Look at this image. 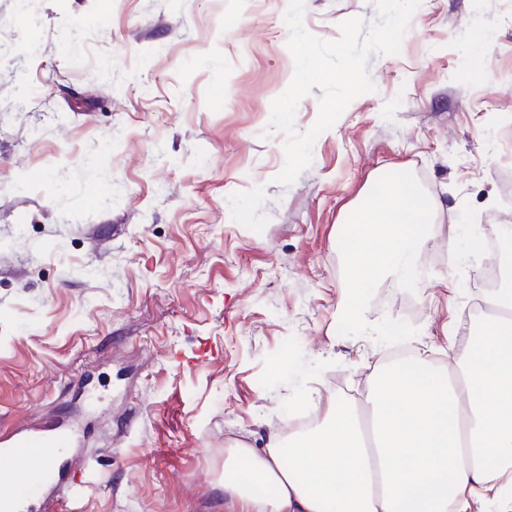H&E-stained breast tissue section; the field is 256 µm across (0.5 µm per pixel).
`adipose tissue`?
Returning a JSON list of instances; mask_svg holds the SVG:
<instances>
[{
    "label": "adipose tissue",
    "instance_id": "ef3b65f1",
    "mask_svg": "<svg viewBox=\"0 0 512 512\" xmlns=\"http://www.w3.org/2000/svg\"><path fill=\"white\" fill-rule=\"evenodd\" d=\"M496 305L503 316L448 334L467 339L455 370L420 354L375 373L371 437L331 396L313 427L225 449L234 512H512L511 288Z\"/></svg>",
    "mask_w": 512,
    "mask_h": 512
}]
</instances>
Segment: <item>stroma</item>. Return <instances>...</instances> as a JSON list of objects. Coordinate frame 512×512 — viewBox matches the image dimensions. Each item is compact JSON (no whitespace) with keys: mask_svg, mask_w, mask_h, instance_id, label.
I'll list each match as a JSON object with an SVG mask.
<instances>
[{"mask_svg":"<svg viewBox=\"0 0 512 512\" xmlns=\"http://www.w3.org/2000/svg\"><path fill=\"white\" fill-rule=\"evenodd\" d=\"M287 4L0 0V432L69 420L85 512H230L228 445L311 393L364 406L388 348L338 332L337 238L378 176L436 209L426 278L379 283L367 318L463 355L443 327L512 225V0H420L284 187ZM351 18L374 0H305L321 39Z\"/></svg>","mask_w":512,"mask_h":512,"instance_id":"35a3bbf8","label":"stroma"}]
</instances>
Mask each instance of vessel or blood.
Returning <instances> with one entry per match:
<instances>
[{
  "label": "vessel or blood",
  "mask_w": 512,
  "mask_h": 512,
  "mask_svg": "<svg viewBox=\"0 0 512 512\" xmlns=\"http://www.w3.org/2000/svg\"><path fill=\"white\" fill-rule=\"evenodd\" d=\"M79 443L76 430L57 419L0 435V512H43L67 482L56 462Z\"/></svg>",
  "instance_id": "b4317fda"
}]
</instances>
